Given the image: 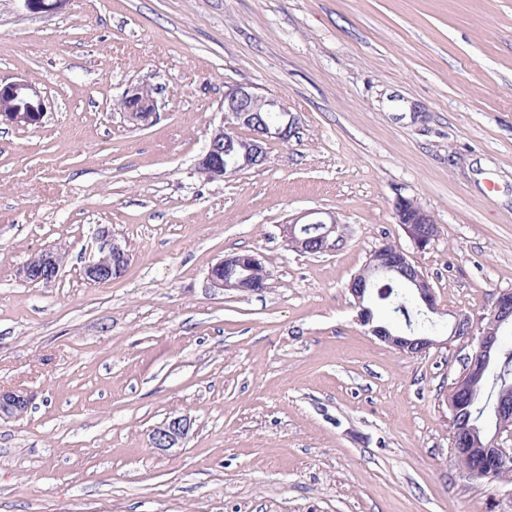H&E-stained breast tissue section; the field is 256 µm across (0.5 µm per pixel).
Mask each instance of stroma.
Here are the masks:
<instances>
[{"label": "stroma", "mask_w": 512, "mask_h": 512, "mask_svg": "<svg viewBox=\"0 0 512 512\" xmlns=\"http://www.w3.org/2000/svg\"><path fill=\"white\" fill-rule=\"evenodd\" d=\"M10 77L50 108L0 124V387L33 395L0 419V512H512V483L453 458L465 341L402 355L348 290L386 242L430 277L440 324L512 290V0H0ZM131 83L155 124L116 109ZM234 84L299 128L208 182L195 163ZM400 197L438 226L425 251ZM310 211L344 244L290 250L281 224ZM102 227L132 261L93 285ZM47 246L59 279L20 280ZM251 251L269 288L211 286ZM176 416L186 439L154 448ZM121 100L125 104L123 109L125 116L135 126H148L157 120V101L148 84L127 85ZM394 217L418 251L426 250L436 240L438 226L433 216L414 200L399 198ZM190 429V421L182 416L173 417L156 427L152 435L155 448L167 450L175 448L185 439Z\"/></svg>", "instance_id": "1"}]
</instances>
